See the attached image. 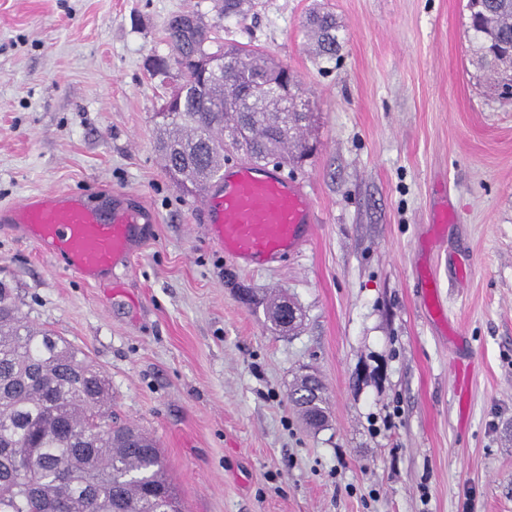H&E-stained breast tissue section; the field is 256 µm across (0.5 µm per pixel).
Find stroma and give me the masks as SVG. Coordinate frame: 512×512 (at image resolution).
Masks as SVG:
<instances>
[{
	"label": "stroma",
	"instance_id": "1",
	"mask_svg": "<svg viewBox=\"0 0 512 512\" xmlns=\"http://www.w3.org/2000/svg\"><path fill=\"white\" fill-rule=\"evenodd\" d=\"M252 2L0 0V209L62 190L156 218L93 281L0 223V283L157 440L187 512H512V105L471 63L466 0ZM184 12L287 66L315 115L284 173L316 234L271 267L207 237L156 149L178 73L148 64ZM278 292L302 315L286 335ZM307 368L318 430L288 401ZM308 26L315 40L317 55L326 59L336 56L339 45L336 18L329 12L313 9L309 13Z\"/></svg>",
	"mask_w": 512,
	"mask_h": 512
}]
</instances>
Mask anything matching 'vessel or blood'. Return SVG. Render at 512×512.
<instances>
[{
	"instance_id": "1",
	"label": "vessel or blood",
	"mask_w": 512,
	"mask_h": 512,
	"mask_svg": "<svg viewBox=\"0 0 512 512\" xmlns=\"http://www.w3.org/2000/svg\"><path fill=\"white\" fill-rule=\"evenodd\" d=\"M197 206L213 242L248 269L272 266L315 234L312 201L303 187L262 164L222 168L201 189ZM154 220L147 209L117 204L105 217L65 192L31 197L0 213V222L88 279L130 258L136 225Z\"/></svg>"
}]
</instances>
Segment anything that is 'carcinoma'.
Wrapping results in <instances>:
<instances>
[{"label":"carcinoma","instance_id":"obj_1","mask_svg":"<svg viewBox=\"0 0 512 512\" xmlns=\"http://www.w3.org/2000/svg\"><path fill=\"white\" fill-rule=\"evenodd\" d=\"M472 63L502 98L512 99V0H467ZM184 15L167 23L184 61L164 98L157 148L176 182L200 190L189 172L217 174L225 139L250 159L297 164L311 148L299 139L312 119L297 111L295 77L260 52L188 34ZM308 26L317 55L336 56L338 26L314 9ZM98 372L64 338L27 324L0 286V512H184L159 448L112 421ZM289 402L306 423L327 415L324 388L295 382Z\"/></svg>","mask_w":512,"mask_h":512}]
</instances>
